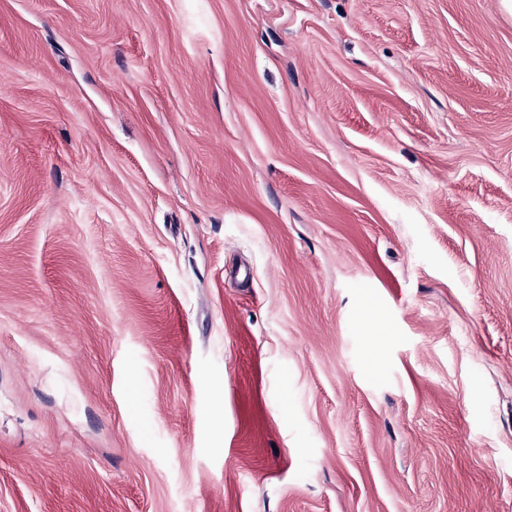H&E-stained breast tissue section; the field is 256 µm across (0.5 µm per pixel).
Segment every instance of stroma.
Listing matches in <instances>:
<instances>
[{
	"instance_id": "1",
	"label": "stroma",
	"mask_w": 512,
	"mask_h": 512,
	"mask_svg": "<svg viewBox=\"0 0 512 512\" xmlns=\"http://www.w3.org/2000/svg\"><path fill=\"white\" fill-rule=\"evenodd\" d=\"M0 512H512V0H0Z\"/></svg>"
}]
</instances>
